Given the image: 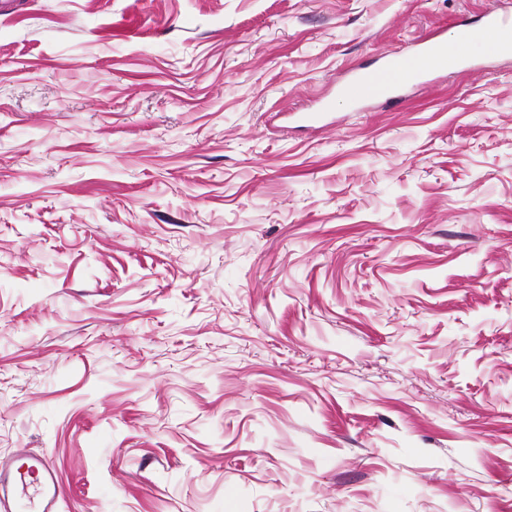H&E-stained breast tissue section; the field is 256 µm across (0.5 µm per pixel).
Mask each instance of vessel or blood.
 <instances>
[{"mask_svg": "<svg viewBox=\"0 0 512 512\" xmlns=\"http://www.w3.org/2000/svg\"><path fill=\"white\" fill-rule=\"evenodd\" d=\"M457 32L463 39L493 33L497 54L512 56V16L496 8H487L478 23H460ZM447 66L448 39L437 31L420 40L412 50L389 54L379 65L359 69L341 91L357 104L390 100L398 96L403 86L433 82L438 71ZM30 469L38 476L33 485L16 476L11 465L0 462V504H7V512H54L60 494L51 457L45 453L31 456Z\"/></svg>", "mask_w": 512, "mask_h": 512, "instance_id": "1", "label": "vessel or blood"}]
</instances>
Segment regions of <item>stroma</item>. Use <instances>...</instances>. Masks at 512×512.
Listing matches in <instances>:
<instances>
[{
  "mask_svg": "<svg viewBox=\"0 0 512 512\" xmlns=\"http://www.w3.org/2000/svg\"><path fill=\"white\" fill-rule=\"evenodd\" d=\"M490 6L0 0V458L56 512H512V57L340 92Z\"/></svg>",
  "mask_w": 512,
  "mask_h": 512,
  "instance_id": "1",
  "label": "stroma"
}]
</instances>
